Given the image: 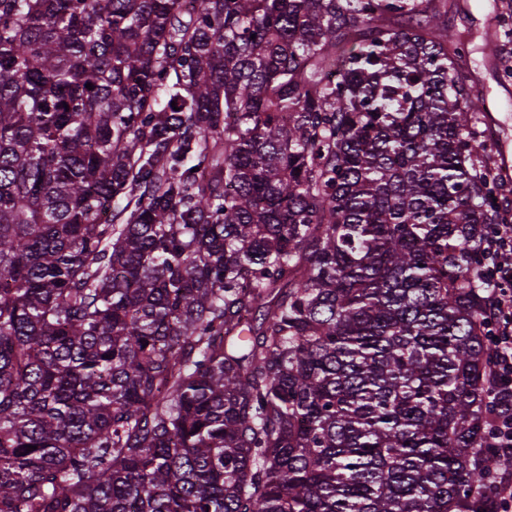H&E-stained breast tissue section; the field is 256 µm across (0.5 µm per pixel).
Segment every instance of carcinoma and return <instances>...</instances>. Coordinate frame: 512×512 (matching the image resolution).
<instances>
[{
    "instance_id": "cac0c4a2",
    "label": "carcinoma",
    "mask_w": 512,
    "mask_h": 512,
    "mask_svg": "<svg viewBox=\"0 0 512 512\" xmlns=\"http://www.w3.org/2000/svg\"><path fill=\"white\" fill-rule=\"evenodd\" d=\"M447 6L0 0V512H483Z\"/></svg>"
}]
</instances>
